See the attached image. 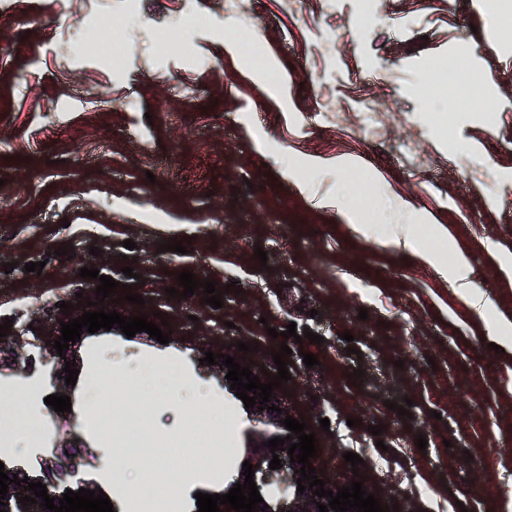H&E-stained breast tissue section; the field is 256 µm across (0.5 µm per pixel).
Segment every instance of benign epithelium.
I'll return each mask as SVG.
<instances>
[{
  "mask_svg": "<svg viewBox=\"0 0 512 512\" xmlns=\"http://www.w3.org/2000/svg\"><path fill=\"white\" fill-rule=\"evenodd\" d=\"M272 405L282 408V413L269 411L268 407ZM261 406L265 407V410H259ZM252 413L258 422L265 426V429L255 431L257 435L256 445L247 447L244 456V459L253 465L254 481L263 498V503L259 504V507L269 505L267 512H319L316 504L323 503L327 505L329 500L313 496L309 489L302 493L297 491V479L300 478V474L296 473V470L300 469V464L290 462L288 451L278 449L273 452L271 448L264 445V442L274 437L284 439L287 446L298 442V437L281 424V421L286 419L290 411L283 408L279 399L273 395L271 401L265 404L262 403V399H256ZM275 454L279 455L283 467L272 470L269 468V464ZM24 486H26L24 482L19 486L13 483L9 484V490L5 496V502L8 503V506L2 505L0 509H4L6 512H49L46 507L40 506V503H42L40 497L35 498L36 504L27 508L22 507L16 493L20 492L24 496L33 495V492L24 490Z\"/></svg>",
  "mask_w": 512,
  "mask_h": 512,
  "instance_id": "1",
  "label": "benign epithelium"
}]
</instances>
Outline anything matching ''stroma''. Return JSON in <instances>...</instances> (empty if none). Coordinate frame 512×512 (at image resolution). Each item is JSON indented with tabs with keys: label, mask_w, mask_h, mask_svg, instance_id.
Segmentation results:
<instances>
[{
	"label": "stroma",
	"mask_w": 512,
	"mask_h": 512,
	"mask_svg": "<svg viewBox=\"0 0 512 512\" xmlns=\"http://www.w3.org/2000/svg\"><path fill=\"white\" fill-rule=\"evenodd\" d=\"M376 6L371 20L362 0H0V323L49 331L61 302L97 287L80 276L88 267L120 282L117 296L141 295L133 312H160L171 331L165 344L82 337L64 352L76 383L54 387L39 356L20 363L13 334L0 338V389L30 390L35 420L0 459L65 489H102L115 512L141 470L164 469L181 512H197L195 493H223L259 425L190 349L245 342L254 370L273 374L280 342L267 330L292 324L322 338L289 341L283 385L322 473L351 471L353 452L370 491L399 512H506L512 359L473 329L443 276L383 246L380 231L449 228L475 284L512 320V279L498 269L512 257V43L495 32L498 0ZM113 16L132 19L121 60L69 54L78 28ZM242 29L264 66L238 52ZM179 42L193 53L172 51ZM433 62L445 94L472 81L496 116L463 110L449 131L429 122ZM341 189L353 206L336 205ZM184 237L186 253L161 251ZM183 270L240 291L218 309L200 290L169 297ZM54 393L70 411L45 404ZM191 407L233 420L221 479L168 452ZM102 424L136 441L124 471Z\"/></svg>",
	"instance_id": "obj_1"
}]
</instances>
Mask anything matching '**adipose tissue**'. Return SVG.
Listing matches in <instances>:
<instances>
[{"label": "adipose tissue", "mask_w": 512, "mask_h": 512, "mask_svg": "<svg viewBox=\"0 0 512 512\" xmlns=\"http://www.w3.org/2000/svg\"><path fill=\"white\" fill-rule=\"evenodd\" d=\"M438 248L425 247L416 236L414 225L396 224L385 237L387 245L399 251L415 253L422 261L446 276L453 291L474 311V320L492 330L495 341L505 352H512V321L499 315L494 302L476 287L466 257L457 252L453 238L444 228L436 229Z\"/></svg>", "instance_id": "adipose-tissue-1"}]
</instances>
